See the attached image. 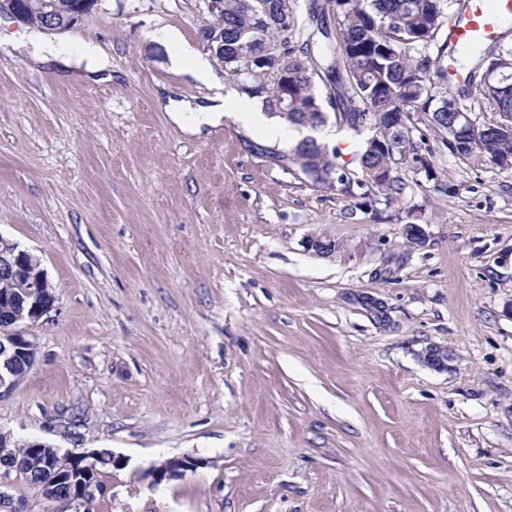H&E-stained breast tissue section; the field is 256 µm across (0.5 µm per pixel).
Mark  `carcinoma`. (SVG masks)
I'll return each mask as SVG.
<instances>
[{
	"instance_id": "carcinoma-1",
	"label": "carcinoma",
	"mask_w": 512,
	"mask_h": 512,
	"mask_svg": "<svg viewBox=\"0 0 512 512\" xmlns=\"http://www.w3.org/2000/svg\"><path fill=\"white\" fill-rule=\"evenodd\" d=\"M44 0H19L25 23L41 29ZM446 0H327L335 23L320 22V53L311 50L313 36L303 37L291 0H224L223 18L202 28L207 50L220 57L224 71L242 93L261 97L269 115L288 125L321 129L335 125L363 138L355 168L339 162L337 149L302 138L286 150L258 152L285 160L312 187L345 194L354 187V210L377 211L400 202L409 188L408 173L438 180L435 156L444 151L464 164L512 162V68L496 87L479 88V107H461L440 94L447 84L448 25ZM512 59V47L501 44L471 54L462 92L472 96L474 74L501 57ZM498 114L485 121L477 112ZM436 135L429 143L419 127ZM0 462L18 467L33 484L42 469L60 478L64 496L56 512H90L103 490L109 468L66 456L51 445L0 447ZM78 495V508H66L67 495Z\"/></svg>"
}]
</instances>
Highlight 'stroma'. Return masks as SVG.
I'll return each instance as SVG.
<instances>
[{
  "label": "stroma",
  "instance_id": "obj_1",
  "mask_svg": "<svg viewBox=\"0 0 512 512\" xmlns=\"http://www.w3.org/2000/svg\"><path fill=\"white\" fill-rule=\"evenodd\" d=\"M210 19L204 0H99L52 37L70 62L37 64L0 14V235L57 295L0 431L125 457L92 512H512V169L444 152L451 192L346 219L251 152L270 138L221 62L219 125L192 135L160 107L214 95L171 63L205 53ZM322 233L334 253L307 249ZM171 458L196 466L151 488Z\"/></svg>",
  "mask_w": 512,
  "mask_h": 512
}]
</instances>
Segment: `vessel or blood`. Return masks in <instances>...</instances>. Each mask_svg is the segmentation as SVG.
<instances>
[{
    "instance_id": "1",
    "label": "vessel or blood",
    "mask_w": 512,
    "mask_h": 512,
    "mask_svg": "<svg viewBox=\"0 0 512 512\" xmlns=\"http://www.w3.org/2000/svg\"><path fill=\"white\" fill-rule=\"evenodd\" d=\"M511 22L512 0H463L446 32L449 57H457L476 44L497 41L503 26Z\"/></svg>"
}]
</instances>
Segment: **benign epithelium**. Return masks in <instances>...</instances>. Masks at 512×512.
<instances>
[{
    "label": "benign epithelium",
    "mask_w": 512,
    "mask_h": 512,
    "mask_svg": "<svg viewBox=\"0 0 512 512\" xmlns=\"http://www.w3.org/2000/svg\"><path fill=\"white\" fill-rule=\"evenodd\" d=\"M97 3L98 0H81L66 26L56 20L54 5L45 3L46 32L63 33L74 28ZM308 247L317 254H331L336 251V240L329 236L311 237ZM16 282L22 284V288L14 293L13 305L6 307L5 317H0V397L8 394L33 368L36 347L31 345L28 330L50 312L56 301L54 288L40 258L19 243L0 236V288H11ZM84 457L101 465L112 463L114 483L128 464L126 458L113 455L106 449L92 450ZM194 467L195 463L185 458L168 459L151 465L143 476L150 479V485L154 487L165 480L180 477Z\"/></svg>",
    "instance_id": "1"
}]
</instances>
